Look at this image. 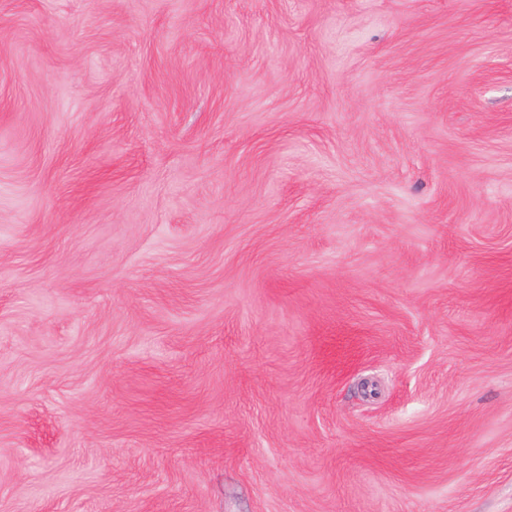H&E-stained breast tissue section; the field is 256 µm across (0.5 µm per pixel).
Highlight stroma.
I'll return each instance as SVG.
<instances>
[{
    "mask_svg": "<svg viewBox=\"0 0 512 512\" xmlns=\"http://www.w3.org/2000/svg\"><path fill=\"white\" fill-rule=\"evenodd\" d=\"M0 512H512V0H0Z\"/></svg>",
    "mask_w": 512,
    "mask_h": 512,
    "instance_id": "35a3bbf8",
    "label": "stroma"
}]
</instances>
